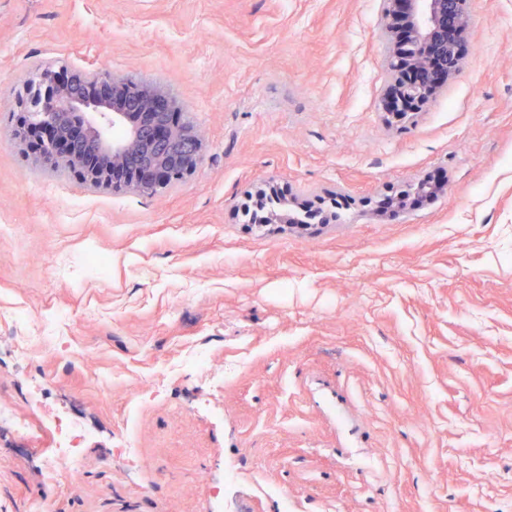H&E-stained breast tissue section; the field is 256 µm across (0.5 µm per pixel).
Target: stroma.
I'll list each match as a JSON object with an SVG mask.
<instances>
[{"instance_id": "35a3bbf8", "label": "stroma", "mask_w": 512, "mask_h": 512, "mask_svg": "<svg viewBox=\"0 0 512 512\" xmlns=\"http://www.w3.org/2000/svg\"><path fill=\"white\" fill-rule=\"evenodd\" d=\"M468 14L459 72L391 123L381 0H0V405L32 425L0 421V512H512V0ZM57 62L162 90L202 163L154 196L37 172L3 133ZM272 187L329 221L249 223ZM18 312L66 313L68 352L9 358ZM196 344L210 376L133 403ZM68 411L92 438L53 486ZM52 432L55 446L41 459L43 476L50 482L74 485L79 480V457L84 448L82 440L88 439V430L78 419L54 415L46 421Z\"/></svg>"}]
</instances>
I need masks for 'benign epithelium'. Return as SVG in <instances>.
<instances>
[{
    "mask_svg": "<svg viewBox=\"0 0 512 512\" xmlns=\"http://www.w3.org/2000/svg\"><path fill=\"white\" fill-rule=\"evenodd\" d=\"M467 0H383L380 36L390 48L386 60L388 91L401 100L424 107L448 84V59L454 47L448 30L466 32ZM408 13L407 25L395 35L396 13ZM21 112L33 107L49 116L75 112L82 124L69 137L54 130L55 123L17 124L11 140L22 154L35 139L52 148L51 166L77 171L81 182L94 190L135 189L146 192L180 171L194 172L203 159L205 137L187 122L174 102L160 90L107 75L93 78L60 69L47 75L29 96L17 101ZM123 127L119 137L112 129Z\"/></svg>",
    "mask_w": 512,
    "mask_h": 512,
    "instance_id": "obj_1",
    "label": "benign epithelium"
}]
</instances>
